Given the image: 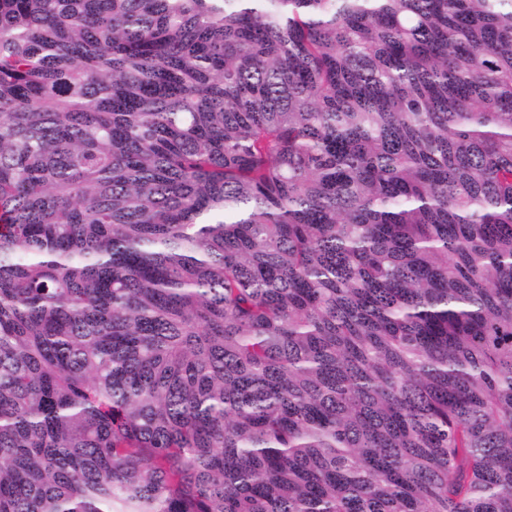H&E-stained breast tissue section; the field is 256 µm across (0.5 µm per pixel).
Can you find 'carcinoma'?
<instances>
[{"label":"carcinoma","mask_w":512,"mask_h":512,"mask_svg":"<svg viewBox=\"0 0 512 512\" xmlns=\"http://www.w3.org/2000/svg\"><path fill=\"white\" fill-rule=\"evenodd\" d=\"M0 512H512V0H0Z\"/></svg>","instance_id":"carcinoma-1"}]
</instances>
